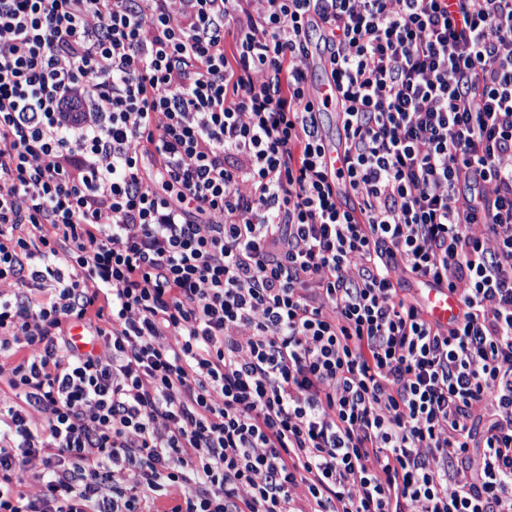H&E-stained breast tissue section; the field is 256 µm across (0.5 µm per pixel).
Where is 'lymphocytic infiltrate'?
<instances>
[{
  "label": "lymphocytic infiltrate",
  "mask_w": 512,
  "mask_h": 512,
  "mask_svg": "<svg viewBox=\"0 0 512 512\" xmlns=\"http://www.w3.org/2000/svg\"><path fill=\"white\" fill-rule=\"evenodd\" d=\"M0 280V512H512V0H0ZM329 80L326 78L319 79L310 87V95L316 103L320 105H328V112H339V108L336 109L335 99V88L332 79L328 75ZM412 288L413 292L417 288V296L433 321L448 326V322L458 314L457 297L448 288L434 284L422 288L414 284Z\"/></svg>",
  "instance_id": "obj_1"
}]
</instances>
